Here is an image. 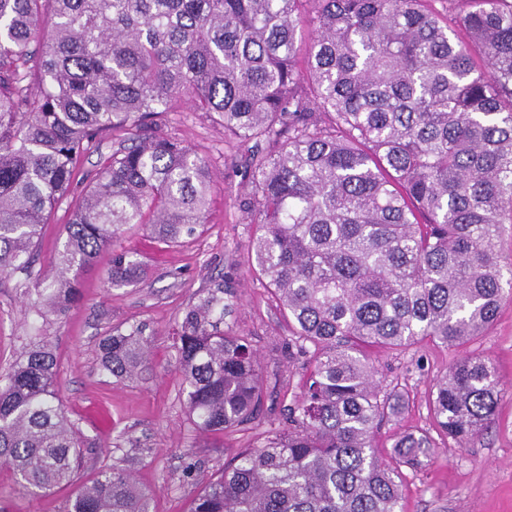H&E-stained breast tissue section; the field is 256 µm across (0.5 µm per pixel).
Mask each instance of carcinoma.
Segmentation results:
<instances>
[{
    "instance_id": "obj_1",
    "label": "carcinoma",
    "mask_w": 512,
    "mask_h": 512,
    "mask_svg": "<svg viewBox=\"0 0 512 512\" xmlns=\"http://www.w3.org/2000/svg\"><path fill=\"white\" fill-rule=\"evenodd\" d=\"M184 103L253 143L255 271L293 322L288 347L312 365L288 427L238 452L189 512H401L402 468L434 445L399 434L390 459L377 455L378 427L406 398L382 387L369 350L464 346L512 291L500 251L512 224V0H0L1 276L28 267L80 159L119 140L63 227L53 275L34 284L35 335L75 302L71 271L102 249L112 286L142 277L118 246L127 226L170 245L204 224L209 165L157 131ZM233 310L217 288L178 322L186 409L205 434L255 419L268 386L247 337L221 329ZM148 356L133 327L103 339L100 369L133 379ZM503 392L493 364L468 356L433 380L429 405L465 448ZM85 443L52 349L33 342L0 378V467L20 491L60 489ZM66 512H154V498L108 469Z\"/></svg>"
}]
</instances>
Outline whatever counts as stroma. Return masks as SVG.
I'll list each match as a JSON object with an SVG mask.
<instances>
[{"mask_svg":"<svg viewBox=\"0 0 512 512\" xmlns=\"http://www.w3.org/2000/svg\"><path fill=\"white\" fill-rule=\"evenodd\" d=\"M160 129L181 139L204 158L216 185L207 220L196 236L173 245L158 243L140 225L126 229L119 244L146 269L136 283L112 288L105 281L111 251L77 276L78 299L61 317H51L42 336L56 358L59 397L71 419L88 438L76 483L116 468L130 473L155 494V512H187L201 487L220 477L237 451L260 444L283 421L309 372L305 358L289 356L291 328L265 279L252 268V227L244 205L249 198L250 146L228 142L215 115L193 111L164 113ZM73 205L60 202L45 225L29 273L0 276V375L7 373L32 340L29 306L34 284L50 270L64 241L63 226ZM231 289L235 333L248 337L262 371L279 384L266 397L256 420L232 432L199 433L191 424L182 393V374L174 332L186 307L209 289ZM141 326L151 360L142 377L119 382L100 370L99 343L105 336ZM466 355L488 358L506 386L498 417L466 448L436 437L424 464L405 470L403 512H512V297L483 336L459 348L422 341L405 353L376 355L377 377L403 390L409 406L399 420L383 425L375 438L388 458L396 433L432 429L429 386ZM67 491L38 497L16 491L14 475L0 468V506L7 512H65Z\"/></svg>","mask_w":512,"mask_h":512,"instance_id":"stroma-1","label":"stroma"}]
</instances>
